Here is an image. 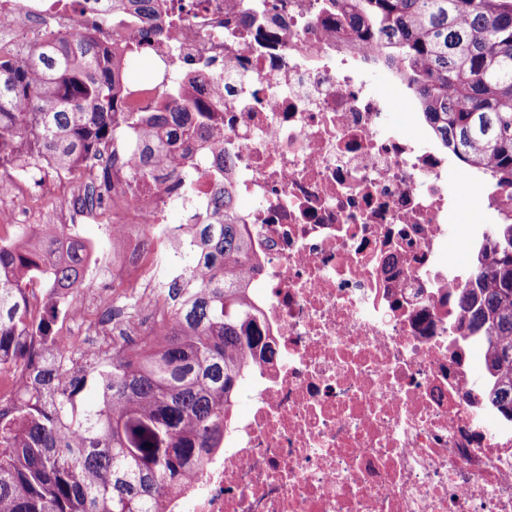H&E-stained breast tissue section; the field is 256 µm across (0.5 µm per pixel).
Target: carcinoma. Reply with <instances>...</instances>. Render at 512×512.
I'll use <instances>...</instances> for the list:
<instances>
[{
  "label": "carcinoma",
  "mask_w": 512,
  "mask_h": 512,
  "mask_svg": "<svg viewBox=\"0 0 512 512\" xmlns=\"http://www.w3.org/2000/svg\"><path fill=\"white\" fill-rule=\"evenodd\" d=\"M139 15L158 0L123 2ZM353 38L382 50L377 61L413 90L423 122L465 165L492 173L512 203V0H328ZM161 101L134 109L132 92ZM204 86L177 77L161 85L126 80L117 53L88 32L51 31L20 53L0 56V168L39 186L75 177L71 205L112 199L116 153L142 148L145 170L177 164L174 148L221 141L224 126ZM236 199L212 197L220 224H198L200 250L187 279L166 290L164 322L137 346L112 342L87 352L62 345L57 297L78 310L89 253L71 224L14 225L0 238V367L18 386L0 395V512H163L222 447L240 383L262 343L250 290ZM474 285L458 295L461 328L485 337L484 369L500 413L512 419V223L493 224L475 256ZM49 289L33 313L29 288Z\"/></svg>",
  "instance_id": "obj_1"
}]
</instances>
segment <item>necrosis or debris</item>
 Wrapping results in <instances>:
<instances>
[{
    "label": "necrosis or debris",
    "mask_w": 512,
    "mask_h": 512,
    "mask_svg": "<svg viewBox=\"0 0 512 512\" xmlns=\"http://www.w3.org/2000/svg\"><path fill=\"white\" fill-rule=\"evenodd\" d=\"M162 39L99 0H0V32L95 33L141 45L166 70L223 86L213 106L224 145L194 146L145 183L127 158L112 195L130 220L124 262L150 258L138 307L110 314L80 344L142 343L158 295L183 274L190 227L226 191L252 200L246 275L257 325L275 357L249 380L252 404L204 471L166 512H512V421L472 380L448 227L457 195L512 221L490 174L448 180L451 153L432 136L387 131L384 103L362 76L367 45L328 20L325 0H160ZM224 162L223 179L212 165ZM192 168L193 191L162 186ZM186 223L170 224L173 208Z\"/></svg>",
    "instance_id": "obj_1"
}]
</instances>
